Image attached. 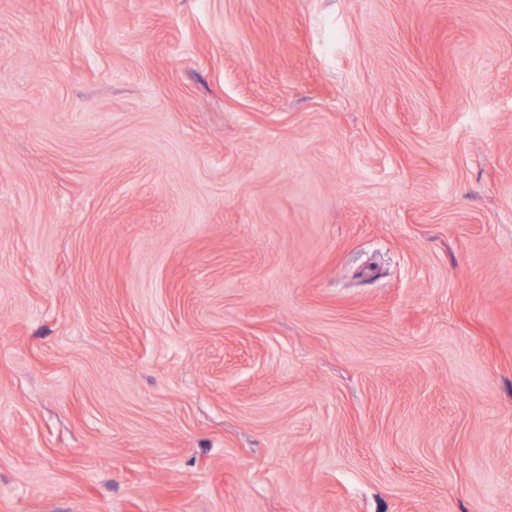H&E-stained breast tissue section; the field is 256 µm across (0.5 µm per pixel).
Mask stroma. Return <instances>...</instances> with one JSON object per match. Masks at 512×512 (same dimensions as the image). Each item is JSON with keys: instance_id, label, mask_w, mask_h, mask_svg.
I'll return each instance as SVG.
<instances>
[{"instance_id": "stroma-1", "label": "stroma", "mask_w": 512, "mask_h": 512, "mask_svg": "<svg viewBox=\"0 0 512 512\" xmlns=\"http://www.w3.org/2000/svg\"><path fill=\"white\" fill-rule=\"evenodd\" d=\"M0 512H512V0H0Z\"/></svg>"}]
</instances>
